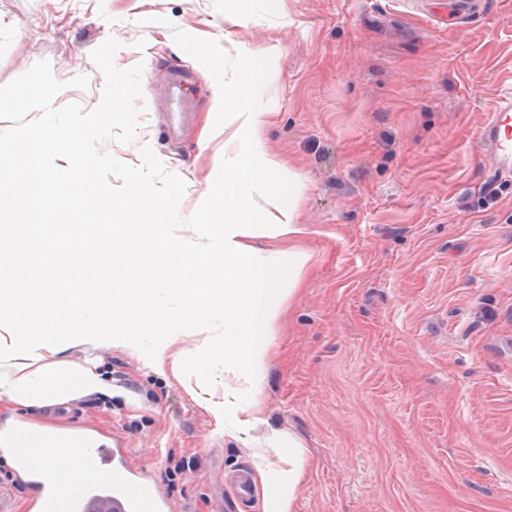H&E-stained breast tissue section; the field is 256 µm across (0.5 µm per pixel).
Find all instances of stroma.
<instances>
[{
	"mask_svg": "<svg viewBox=\"0 0 512 512\" xmlns=\"http://www.w3.org/2000/svg\"><path fill=\"white\" fill-rule=\"evenodd\" d=\"M197 43L232 71L258 51L255 100L273 108L271 153L298 173L303 235L256 239L312 259L273 326L265 421L217 423L184 365L144 367L121 343L85 344L111 397L14 416L122 440L173 512H262L229 486L240 469L309 459L296 512H512V176L490 174L480 128L512 92V0H0V125L35 79L72 112L106 75L131 108L92 138L101 179L123 196L141 166L185 224L207 209L213 99ZM495 197H488V189ZM189 463L168 473L165 451Z\"/></svg>",
	"mask_w": 512,
	"mask_h": 512,
	"instance_id": "35a3bbf8",
	"label": "stroma"
}]
</instances>
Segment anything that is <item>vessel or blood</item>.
<instances>
[{"mask_svg":"<svg viewBox=\"0 0 512 512\" xmlns=\"http://www.w3.org/2000/svg\"><path fill=\"white\" fill-rule=\"evenodd\" d=\"M481 141L494 173H512L511 93L497 101ZM66 448L75 451L76 468L65 489L43 472L29 449L19 450L18 470L40 487L30 512H171L169 499L130 465L121 443L80 435L68 438Z\"/></svg>","mask_w":512,"mask_h":512,"instance_id":"1","label":"vessel or blood"}]
</instances>
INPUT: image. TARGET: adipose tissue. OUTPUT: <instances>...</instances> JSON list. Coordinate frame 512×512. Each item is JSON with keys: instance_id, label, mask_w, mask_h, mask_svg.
<instances>
[{"instance_id": "adipose-tissue-1", "label": "adipose tissue", "mask_w": 512, "mask_h": 512, "mask_svg": "<svg viewBox=\"0 0 512 512\" xmlns=\"http://www.w3.org/2000/svg\"><path fill=\"white\" fill-rule=\"evenodd\" d=\"M208 65L214 99L203 132L209 141L223 138L224 156L205 181L208 207L220 219L197 221L195 244L179 233L177 203L158 206L143 173L132 172L120 199L95 175L98 155L86 131L128 109L114 78L82 113L33 91L17 99L20 108L38 101L41 116L19 154L0 158V402L35 410L111 396L97 365L67 360L68 351L117 340L157 370L172 345L205 335L217 318L224 337L205 347L195 365L203 372L223 362L235 383L209 408L220 423H263L271 326L311 256L252 244L303 232L295 205L268 210L251 202L256 186L277 189L287 175L263 135L272 111L252 102L256 54L245 51L231 79L216 60ZM30 430L40 439L34 452L44 472L67 483L72 462L53 442L69 429H30L10 418L0 429V452L16 456ZM288 446L287 473H262L265 512H296L308 459L296 439Z\"/></svg>"}]
</instances>
